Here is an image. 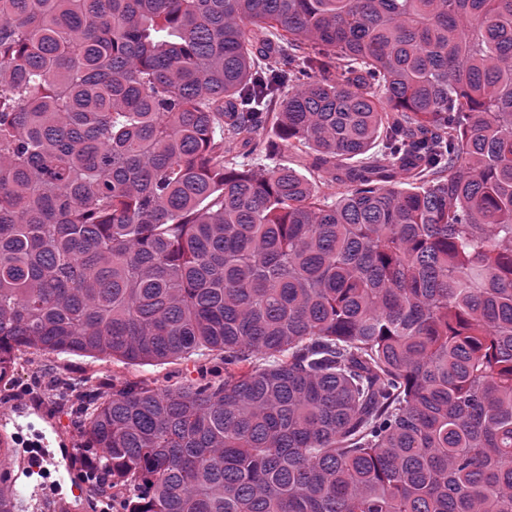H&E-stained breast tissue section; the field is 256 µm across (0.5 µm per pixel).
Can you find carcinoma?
<instances>
[{
  "instance_id": "carcinoma-1",
  "label": "carcinoma",
  "mask_w": 512,
  "mask_h": 512,
  "mask_svg": "<svg viewBox=\"0 0 512 512\" xmlns=\"http://www.w3.org/2000/svg\"><path fill=\"white\" fill-rule=\"evenodd\" d=\"M27 350L224 363L73 384L112 512H512V0H0Z\"/></svg>"
}]
</instances>
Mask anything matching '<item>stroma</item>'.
Wrapping results in <instances>:
<instances>
[{
    "label": "stroma",
    "instance_id": "1",
    "mask_svg": "<svg viewBox=\"0 0 512 512\" xmlns=\"http://www.w3.org/2000/svg\"><path fill=\"white\" fill-rule=\"evenodd\" d=\"M104 380L137 381L154 388L195 379L197 367L193 363L176 362L162 365L124 364L108 358L89 356H48L37 352L22 353L13 380L0 384V424L6 426L8 439L31 442L46 439L57 467L50 478L31 475L33 462L25 451L14 450V474L24 499L19 512H34L30 493L48 499H62L72 505L71 512H87L83 497L72 490L68 474L78 453L79 437L74 426L72 409H56L49 416L34 412L28 405L31 390H43L52 379L69 381L90 374Z\"/></svg>",
    "mask_w": 512,
    "mask_h": 512
}]
</instances>
